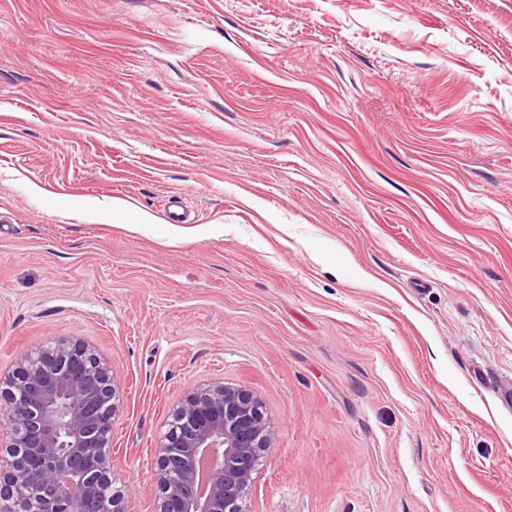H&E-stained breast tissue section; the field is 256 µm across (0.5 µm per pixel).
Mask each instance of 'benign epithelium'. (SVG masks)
<instances>
[{"mask_svg":"<svg viewBox=\"0 0 512 512\" xmlns=\"http://www.w3.org/2000/svg\"><path fill=\"white\" fill-rule=\"evenodd\" d=\"M119 396L109 367L79 339L19 354L0 374V504L12 512H127L112 475ZM254 392L222 383L190 390L156 450L155 512H247L253 472L271 448Z\"/></svg>","mask_w":512,"mask_h":512,"instance_id":"benign-epithelium-1","label":"benign epithelium"}]
</instances>
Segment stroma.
<instances>
[{"instance_id": "1", "label": "stroma", "mask_w": 512, "mask_h": 512, "mask_svg": "<svg viewBox=\"0 0 512 512\" xmlns=\"http://www.w3.org/2000/svg\"><path fill=\"white\" fill-rule=\"evenodd\" d=\"M72 336L128 512L220 381L248 512H512V0H0V371Z\"/></svg>"}]
</instances>
